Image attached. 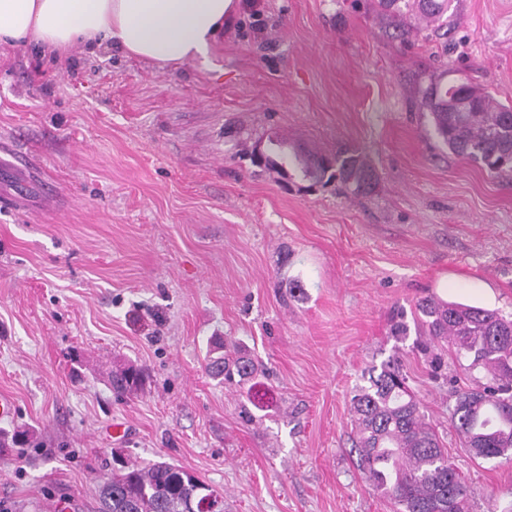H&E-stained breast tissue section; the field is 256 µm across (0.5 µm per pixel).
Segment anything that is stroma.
<instances>
[{"label": "stroma", "instance_id": "1", "mask_svg": "<svg viewBox=\"0 0 512 512\" xmlns=\"http://www.w3.org/2000/svg\"><path fill=\"white\" fill-rule=\"evenodd\" d=\"M434 78L512 105V0H450L420 31L373 0H238L207 69L0 43V431L34 434L0 452L10 512H98L116 448L224 512H397L352 448L351 398L389 360L471 512H512V459L473 458L448 419L471 377L450 352L433 371L417 325L391 334L431 294L512 317V174L441 142L411 104ZM308 151L361 155L374 191L306 176ZM217 339L253 380L206 373ZM126 363L146 379L120 395Z\"/></svg>", "mask_w": 512, "mask_h": 512}]
</instances>
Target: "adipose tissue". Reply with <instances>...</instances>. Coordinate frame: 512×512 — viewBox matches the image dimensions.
Instances as JSON below:
<instances>
[{"mask_svg": "<svg viewBox=\"0 0 512 512\" xmlns=\"http://www.w3.org/2000/svg\"><path fill=\"white\" fill-rule=\"evenodd\" d=\"M236 9L237 0H0V42L65 52L112 39L161 68L206 66Z\"/></svg>", "mask_w": 512, "mask_h": 512, "instance_id": "ef3b65f1", "label": "adipose tissue"}]
</instances>
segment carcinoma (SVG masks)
Returning <instances> with one entry per match:
<instances>
[{"label":"carcinoma","mask_w":512,"mask_h":512,"mask_svg":"<svg viewBox=\"0 0 512 512\" xmlns=\"http://www.w3.org/2000/svg\"><path fill=\"white\" fill-rule=\"evenodd\" d=\"M447 0H412L415 15L431 24L441 19ZM472 86L432 81L418 85L414 103L430 112L434 131L448 149L480 164L487 172L512 171V107ZM307 172L321 180L340 181L355 194L376 184L374 170L358 155L330 158L310 154ZM417 325L427 336L421 344L431 362L441 364L436 347L451 346L460 367L479 371L485 382L456 393L450 421L464 448L476 459L512 452V319L495 310L427 296L416 304ZM214 378L245 380L257 366L245 356L210 359ZM134 365L111 373L120 393L143 384ZM367 384L351 398L355 424L353 447L358 469L372 491L394 501L400 512H469L464 478L448 462L436 432L424 420L406 377L385 363L371 368ZM112 476L99 486V512H224V495L188 470L167 461L145 465L112 451Z\"/></svg>","instance_id":"carcinoma-1"}]
</instances>
